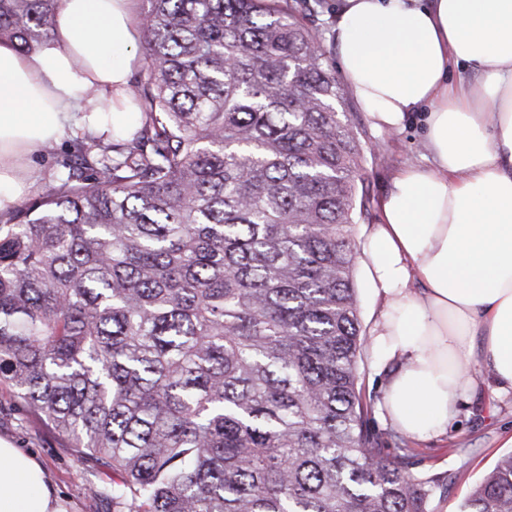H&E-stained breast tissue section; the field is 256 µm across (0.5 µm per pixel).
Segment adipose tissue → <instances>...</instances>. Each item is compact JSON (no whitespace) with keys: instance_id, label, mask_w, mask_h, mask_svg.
Instances as JSON below:
<instances>
[{"instance_id":"obj_1","label":"adipose tissue","mask_w":512,"mask_h":512,"mask_svg":"<svg viewBox=\"0 0 512 512\" xmlns=\"http://www.w3.org/2000/svg\"><path fill=\"white\" fill-rule=\"evenodd\" d=\"M140 38L131 0H62L41 47L0 42V209L26 191L21 152L134 123ZM332 39L376 127L424 115L433 165L395 176L369 239L385 301L371 347L392 367L381 414L437 437L469 392L464 361L512 392V0H343ZM457 68L473 81L450 82ZM0 512H63L40 463L2 440Z\"/></svg>"}]
</instances>
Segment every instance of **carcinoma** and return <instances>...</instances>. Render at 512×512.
Masks as SVG:
<instances>
[{
	"label": "carcinoma",
	"mask_w": 512,
	"mask_h": 512,
	"mask_svg": "<svg viewBox=\"0 0 512 512\" xmlns=\"http://www.w3.org/2000/svg\"><path fill=\"white\" fill-rule=\"evenodd\" d=\"M59 2L0 0V40ZM147 2L138 123L0 211V384L112 468V512H430L448 477L360 383L366 144L309 0ZM457 512H512V452Z\"/></svg>",
	"instance_id": "1"
}]
</instances>
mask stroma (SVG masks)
Returning a JSON list of instances; mask_svg holds the SVG:
<instances>
[{
    "instance_id": "35a3bbf8",
    "label": "stroma",
    "mask_w": 512,
    "mask_h": 512,
    "mask_svg": "<svg viewBox=\"0 0 512 512\" xmlns=\"http://www.w3.org/2000/svg\"><path fill=\"white\" fill-rule=\"evenodd\" d=\"M345 113L361 139L373 147L363 170L364 187L370 198L368 215L355 226L357 243L364 248L374 224L380 221L379 200L391 188L396 172L425 163L424 131L414 122L398 131L377 129L363 107L350 96L345 99ZM69 150L68 140L63 137L55 142L53 152L40 150L27 156L29 194L47 187L49 173L59 169ZM354 283L362 326L372 330L384 300L371 285L366 256L357 259ZM0 438L35 456L66 512H87L90 490L112 484L111 469L78 463L68 440L4 385H0ZM411 446L418 453L421 469L444 475L464 471V479L449 484L447 491L436 495L430 503L431 512H456L458 503L497 460L512 451V394H501L486 385H478L460 404L447 434L415 440Z\"/></svg>"
}]
</instances>
